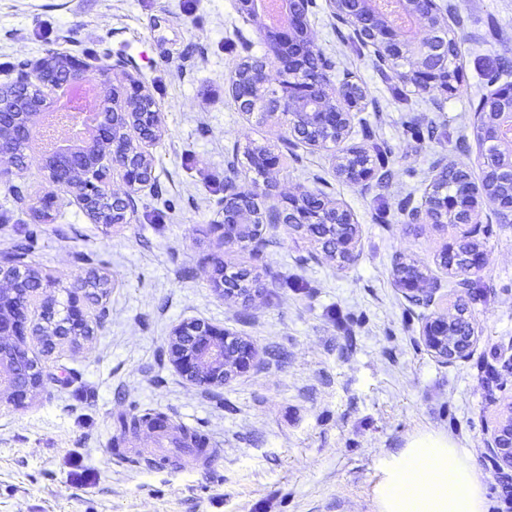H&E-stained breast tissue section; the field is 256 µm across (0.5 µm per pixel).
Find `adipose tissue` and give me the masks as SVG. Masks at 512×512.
Masks as SVG:
<instances>
[{
    "mask_svg": "<svg viewBox=\"0 0 512 512\" xmlns=\"http://www.w3.org/2000/svg\"><path fill=\"white\" fill-rule=\"evenodd\" d=\"M377 512H485L484 478L447 434L425 432L380 461Z\"/></svg>",
    "mask_w": 512,
    "mask_h": 512,
    "instance_id": "obj_1",
    "label": "adipose tissue"
}]
</instances>
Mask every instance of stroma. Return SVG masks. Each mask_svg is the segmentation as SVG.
Returning <instances> with one entry per match:
<instances>
[{
	"instance_id": "1",
	"label": "stroma",
	"mask_w": 512,
	"mask_h": 512,
	"mask_svg": "<svg viewBox=\"0 0 512 512\" xmlns=\"http://www.w3.org/2000/svg\"><path fill=\"white\" fill-rule=\"evenodd\" d=\"M457 37L458 92H423L380 65L372 46L340 22L329 0L309 14L316 51L333 61L334 85L351 80L365 98L343 138L316 148L291 138L285 118L242 112L229 89L241 63L264 57V26L238 0H0V85L51 54L113 66V84L144 82L163 125L155 139L129 137L152 163L121 224L94 223L77 193L49 181L37 158L0 182V252L34 225L28 263L54 286L57 310L76 304L87 336L43 342L32 356L53 373L21 404L0 397V512H376L379 461L424 431L467 448L484 476L487 512H497L499 470L485 442L512 403V224L479 197L473 221L485 255L473 288L459 285L441 253L452 227L412 225L428 185L448 164L484 176L474 113L496 92L483 74L512 60V0H438ZM434 128V137L417 130ZM380 147L393 172L352 182L347 152ZM279 162L258 176L249 152ZM235 166L261 207L305 189L346 211L358 259L340 263L316 238L284 224L261 228L260 249L227 248L224 175ZM54 195L49 219L32 211ZM416 264L437 287L412 302L393 267ZM245 270L262 286L252 301L221 297L218 268ZM105 277L102 295L66 284ZM466 303L475 337L466 360L442 362L422 339L425 322ZM202 321L249 342L257 355L221 387L189 381L169 339ZM164 412L216 443L203 473L176 458L146 464L151 428L120 432L117 420Z\"/></svg>"
}]
</instances>
